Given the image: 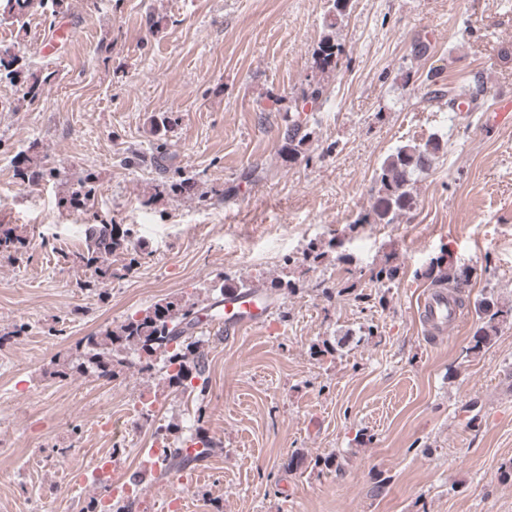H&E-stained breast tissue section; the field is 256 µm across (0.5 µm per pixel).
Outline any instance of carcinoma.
Segmentation results:
<instances>
[{"label":"carcinoma","instance_id":"cac0c4a2","mask_svg":"<svg viewBox=\"0 0 512 512\" xmlns=\"http://www.w3.org/2000/svg\"><path fill=\"white\" fill-rule=\"evenodd\" d=\"M349 0H331L329 8L330 22L328 33L324 34L314 51L315 58L322 68L332 66V60L341 52V45L336 40V28L346 15ZM37 10L48 22V28L55 26L56 20L65 13V0H4L0 3V14L11 19L20 32L26 31V19ZM53 73L34 75L28 73L23 58L13 53L10 48H0V79L5 78L20 85L21 96L17 99L22 106L40 98ZM480 86L457 85L448 87V91H431V99L448 97V103L455 104L461 100L468 106V111L478 112L483 104L477 101ZM324 89L316 83L296 96L288 107L292 112L285 131L286 148L292 155L305 150L310 141L309 122L313 113L320 111L324 104ZM440 150V141L436 136L430 137L423 144H404L396 147L382 162L375 178V201L371 210L361 216L351 228L362 224H394L409 210L417 193L418 177L432 166ZM152 163L160 175V186L176 197L189 195L194 191L191 178L184 176L181 170L172 168L171 156L167 143L162 142L152 153ZM19 175L27 182L51 181L58 175L53 167L25 166ZM98 193L97 179L86 175L80 180L77 190L71 192L69 202L75 207L86 210L93 208ZM132 229L123 231L114 224H94L86 236L85 248L72 254L71 262L81 268L91 269L99 278L112 275V268L106 265L108 258L117 254L129 257L128 265L138 263L137 254L132 252ZM24 240L17 234V228L0 224V256L14 261L23 255ZM219 299L209 303H179L167 301L157 304L145 311L140 317H131L118 328L102 334H90L83 337L79 346L85 350L87 362L94 365L102 377H113L112 363L133 364L125 361L120 353L134 346L146 353L152 368H165L172 364L178 366L175 380L170 385L175 388L193 387L192 381L201 380L197 386L199 393H204L207 378L204 377L205 354L200 340L195 336L202 324L201 317ZM481 322L472 349L479 350L489 345L497 335L500 325L512 318V306L505 307L493 299L484 298L476 307Z\"/></svg>","mask_w":512,"mask_h":512}]
</instances>
